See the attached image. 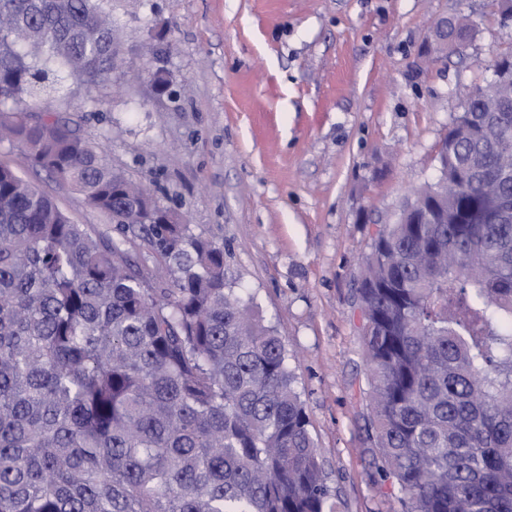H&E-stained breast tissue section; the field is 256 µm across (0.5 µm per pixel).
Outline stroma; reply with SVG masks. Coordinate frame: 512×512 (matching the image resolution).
I'll return each mask as SVG.
<instances>
[{"label": "stroma", "instance_id": "1", "mask_svg": "<svg viewBox=\"0 0 512 512\" xmlns=\"http://www.w3.org/2000/svg\"><path fill=\"white\" fill-rule=\"evenodd\" d=\"M110 81L71 90L58 115L224 248L226 278L285 344L334 512H399L377 473L365 395L361 258L411 190L436 181L440 140L469 92L512 51L498 0H112ZM462 53L432 51L449 18ZM169 73L178 102L154 92ZM72 222L161 261L45 173L22 168Z\"/></svg>", "mask_w": 512, "mask_h": 512}]
</instances>
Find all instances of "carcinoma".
Listing matches in <instances>:
<instances>
[{"mask_svg":"<svg viewBox=\"0 0 512 512\" xmlns=\"http://www.w3.org/2000/svg\"><path fill=\"white\" fill-rule=\"evenodd\" d=\"M112 0H0V139L143 231L169 286L0 164V512H327L284 344L228 286L224 247L147 224L156 199L51 115L69 76L110 80ZM440 178L411 191L466 224L382 225L357 288L382 478L401 512H512V118L467 100ZM469 167L476 177L457 179Z\"/></svg>","mask_w":512,"mask_h":512,"instance_id":"1","label":"carcinoma"}]
</instances>
